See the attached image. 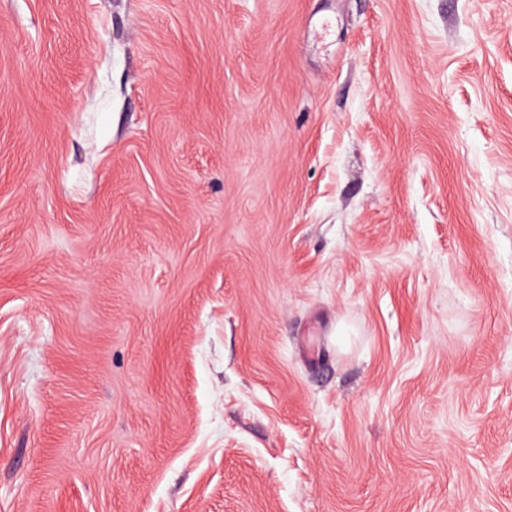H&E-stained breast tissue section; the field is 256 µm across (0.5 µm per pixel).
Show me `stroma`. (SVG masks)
<instances>
[{
  "instance_id": "1",
  "label": "stroma",
  "mask_w": 512,
  "mask_h": 512,
  "mask_svg": "<svg viewBox=\"0 0 512 512\" xmlns=\"http://www.w3.org/2000/svg\"><path fill=\"white\" fill-rule=\"evenodd\" d=\"M0 512H512V0H0Z\"/></svg>"
}]
</instances>
